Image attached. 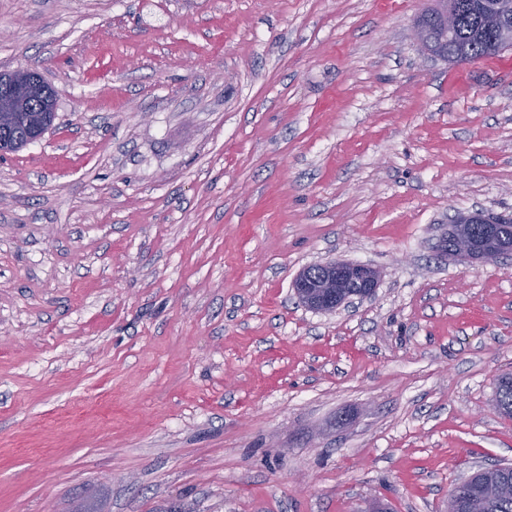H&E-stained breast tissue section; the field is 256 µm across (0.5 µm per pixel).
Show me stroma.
Segmentation results:
<instances>
[{
	"label": "stroma",
	"mask_w": 512,
	"mask_h": 512,
	"mask_svg": "<svg viewBox=\"0 0 512 512\" xmlns=\"http://www.w3.org/2000/svg\"><path fill=\"white\" fill-rule=\"evenodd\" d=\"M433 0H0L58 92L0 159V512H448L512 466V49L422 57ZM373 297L299 302L316 262ZM448 231L443 236L440 242V250L447 257L454 259H465L467 262H484L492 261L500 258L504 254H512V243L511 245L504 244L503 247L497 245H476L472 240L465 246H457L448 249ZM321 267L319 278L315 272L303 270L294 282L296 294L313 310L334 312L350 297L367 298L378 288L380 275L372 266L336 260L322 263ZM350 284L358 289L356 293L344 295L337 290ZM495 391V408L506 417H512V374H503L498 378Z\"/></svg>",
	"instance_id": "obj_1"
}]
</instances>
